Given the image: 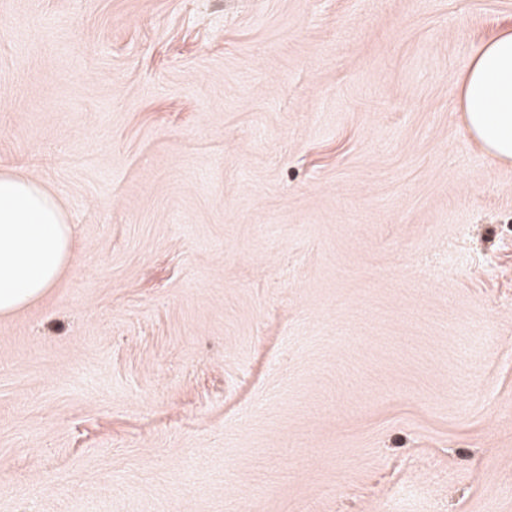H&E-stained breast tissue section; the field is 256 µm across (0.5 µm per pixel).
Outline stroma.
Masks as SVG:
<instances>
[{
  "instance_id": "1",
  "label": "stroma",
  "mask_w": 512,
  "mask_h": 512,
  "mask_svg": "<svg viewBox=\"0 0 512 512\" xmlns=\"http://www.w3.org/2000/svg\"><path fill=\"white\" fill-rule=\"evenodd\" d=\"M505 28L0 0V172L76 226L0 316V512H512V163L456 86Z\"/></svg>"
}]
</instances>
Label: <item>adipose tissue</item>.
Instances as JSON below:
<instances>
[{"label":"adipose tissue","instance_id":"adipose-tissue-1","mask_svg":"<svg viewBox=\"0 0 512 512\" xmlns=\"http://www.w3.org/2000/svg\"><path fill=\"white\" fill-rule=\"evenodd\" d=\"M465 128L486 154L512 161V31L478 46L459 76ZM75 227L37 182L0 174V314L44 296L68 266Z\"/></svg>","mask_w":512,"mask_h":512}]
</instances>
